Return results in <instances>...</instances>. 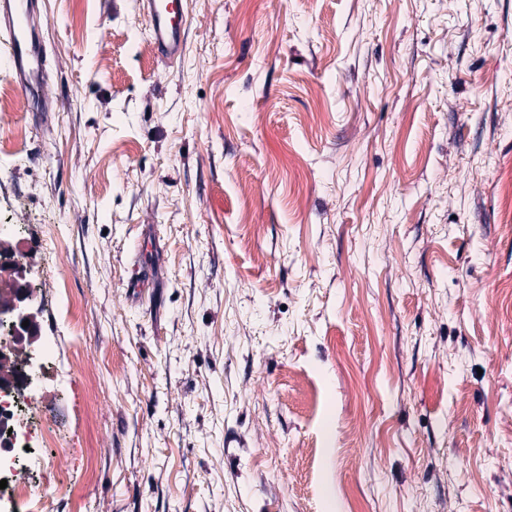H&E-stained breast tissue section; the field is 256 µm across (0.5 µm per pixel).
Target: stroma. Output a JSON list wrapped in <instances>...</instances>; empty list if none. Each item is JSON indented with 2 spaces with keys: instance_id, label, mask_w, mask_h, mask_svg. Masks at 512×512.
Masks as SVG:
<instances>
[{
  "instance_id": "stroma-1",
  "label": "stroma",
  "mask_w": 512,
  "mask_h": 512,
  "mask_svg": "<svg viewBox=\"0 0 512 512\" xmlns=\"http://www.w3.org/2000/svg\"><path fill=\"white\" fill-rule=\"evenodd\" d=\"M185 9L169 60L144 0H43L49 109L0 110L73 365L33 500L512 512V0Z\"/></svg>"
}]
</instances>
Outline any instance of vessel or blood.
Returning <instances> with one entry per match:
<instances>
[{"label": "vessel or blood", "mask_w": 512, "mask_h": 512, "mask_svg": "<svg viewBox=\"0 0 512 512\" xmlns=\"http://www.w3.org/2000/svg\"><path fill=\"white\" fill-rule=\"evenodd\" d=\"M150 38L158 53L175 59L183 48L189 17L182 0H147ZM40 13L36 0H0V34L7 39L13 68L22 91L45 84V49L38 37Z\"/></svg>", "instance_id": "1"}]
</instances>
